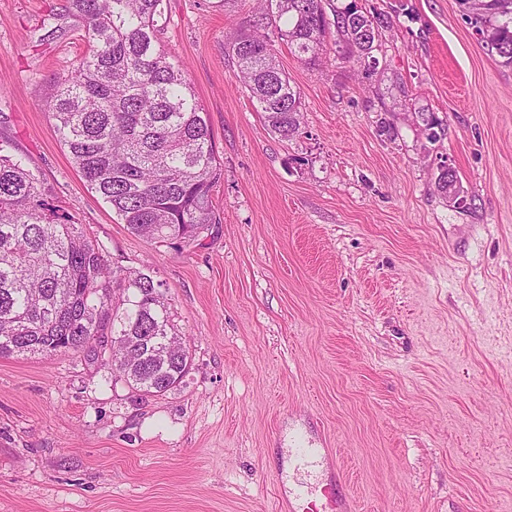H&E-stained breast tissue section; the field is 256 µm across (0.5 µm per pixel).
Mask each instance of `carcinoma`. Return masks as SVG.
<instances>
[{
	"label": "carcinoma",
	"instance_id": "carcinoma-1",
	"mask_svg": "<svg viewBox=\"0 0 512 512\" xmlns=\"http://www.w3.org/2000/svg\"><path fill=\"white\" fill-rule=\"evenodd\" d=\"M486 45L512 66V0H459ZM87 51L47 101L60 142L90 188L135 235L161 246L215 223L223 172L184 65L162 45L163 0H69ZM387 21L349 7L328 19L322 0H263L228 57L272 134L294 137L300 92L275 39L311 64L335 26L357 62L377 64ZM51 188L0 143V357L84 354L133 390L164 395L187 373L155 336H175L161 284L114 267L105 248L48 201Z\"/></svg>",
	"mask_w": 512,
	"mask_h": 512
}]
</instances>
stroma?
Returning a JSON list of instances; mask_svg holds the SVG:
<instances>
[{
    "instance_id": "stroma-1",
    "label": "stroma",
    "mask_w": 512,
    "mask_h": 512,
    "mask_svg": "<svg viewBox=\"0 0 512 512\" xmlns=\"http://www.w3.org/2000/svg\"><path fill=\"white\" fill-rule=\"evenodd\" d=\"M324 3L385 16L378 64L332 32L315 65L278 44L301 94L282 141L226 52L255 0H164L224 178L200 240L159 247L90 189L47 111L82 20L0 0V141L113 264L161 282L192 358L154 397L80 357L0 358V512H279L297 433L354 512H512V67L458 0ZM444 164L461 201L437 190Z\"/></svg>"
}]
</instances>
